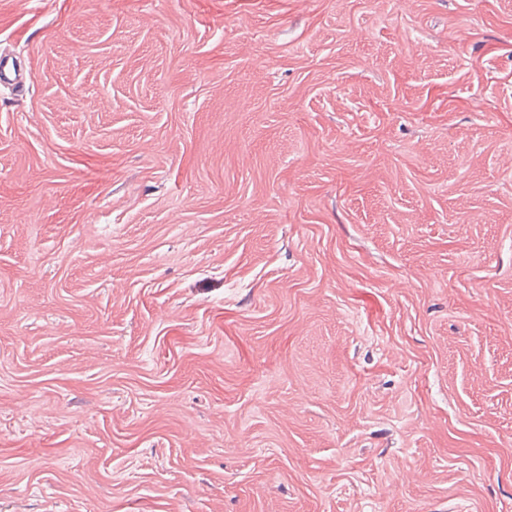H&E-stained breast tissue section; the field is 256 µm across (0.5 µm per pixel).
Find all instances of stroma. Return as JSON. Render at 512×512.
Listing matches in <instances>:
<instances>
[{
    "label": "stroma",
    "mask_w": 512,
    "mask_h": 512,
    "mask_svg": "<svg viewBox=\"0 0 512 512\" xmlns=\"http://www.w3.org/2000/svg\"><path fill=\"white\" fill-rule=\"evenodd\" d=\"M0 512H512V0H0Z\"/></svg>",
    "instance_id": "35a3bbf8"
}]
</instances>
